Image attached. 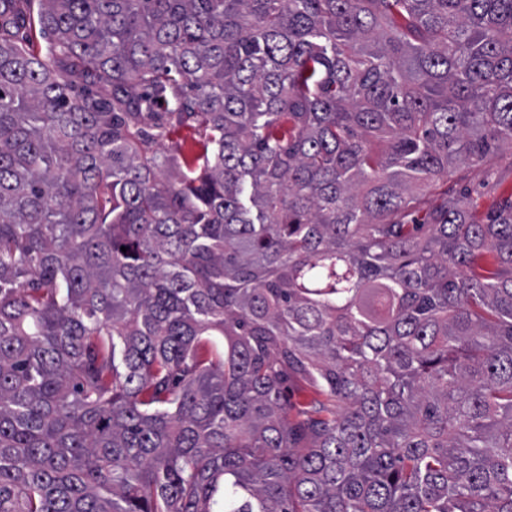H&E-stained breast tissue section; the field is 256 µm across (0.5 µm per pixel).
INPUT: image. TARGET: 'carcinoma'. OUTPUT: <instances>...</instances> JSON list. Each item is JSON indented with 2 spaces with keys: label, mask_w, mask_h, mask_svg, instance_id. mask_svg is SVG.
I'll return each instance as SVG.
<instances>
[{
  "label": "carcinoma",
  "mask_w": 512,
  "mask_h": 512,
  "mask_svg": "<svg viewBox=\"0 0 512 512\" xmlns=\"http://www.w3.org/2000/svg\"><path fill=\"white\" fill-rule=\"evenodd\" d=\"M502 144L512 0H0V512H512ZM168 154L178 158L193 160L203 153V145L195 136L193 130L187 127L173 129L164 140ZM490 164L495 168V177L485 178L482 170L469 169L455 175L456 188L465 194V201L477 214L489 212L495 203L512 194V150L503 146L493 154Z\"/></svg>",
  "instance_id": "cac0c4a2"
}]
</instances>
